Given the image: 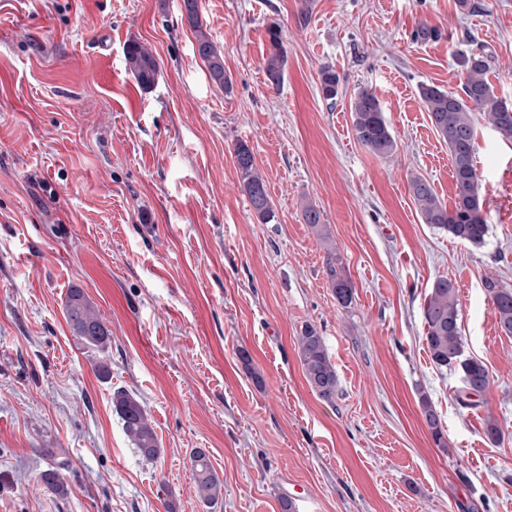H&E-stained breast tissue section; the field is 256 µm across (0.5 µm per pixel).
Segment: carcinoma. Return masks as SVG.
I'll use <instances>...</instances> for the list:
<instances>
[{"label":"carcinoma","instance_id":"cac0c4a2","mask_svg":"<svg viewBox=\"0 0 512 512\" xmlns=\"http://www.w3.org/2000/svg\"><path fill=\"white\" fill-rule=\"evenodd\" d=\"M181 19L195 34L196 52L205 64L210 80L224 92H230L232 82L225 75L224 56L204 29L198 0H182ZM268 34L270 49L264 60V71L268 82L277 88L284 77L286 55L280 30L271 27ZM126 61L128 69L141 86L149 87L155 83L159 67L150 49L134 42L127 47ZM455 61L463 77L461 93L429 84H422L418 88L434 129L448 144L456 189L453 207L442 203L433 186L421 175L410 178L409 187L423 223L432 225L457 241L480 246L485 242L489 226L474 164L475 128L472 113H484L502 138L512 141V105L497 96L489 82L488 73L493 57L483 47L473 46L457 52ZM319 84L325 99H336L340 77L334 70L329 67L321 69ZM350 110L357 141L378 157L392 156L396 151V141L376 95L367 89L358 91L351 101ZM234 158L251 209L262 223H271L274 220L273 206L252 149L246 142L239 141L234 147ZM303 220L316 230L321 239H328L322 224V213L316 206L310 203L303 206ZM326 274L336 301L345 308L349 307L353 303L354 288L345 273L341 256L334 250L327 251ZM487 288L492 294V306L500 330L512 337V289L491 283ZM65 311L73 336L88 348L105 351L110 338L109 330L81 289L69 291ZM423 317L425 341L432 362L440 368L459 370L461 387L458 399L466 406L476 405L474 398H480L488 391L491 380L487 367L481 361L464 357L458 291L452 279L446 276L435 279L425 299ZM297 344L302 370L311 390L320 399L333 401L338 378L323 337L313 325L307 324L297 336ZM113 402L123 421L124 432L137 452L147 460L155 459L159 454L158 441L143 406L122 391L114 394ZM419 406L436 445L448 447L441 419L428 395L423 392L420 393ZM192 466L200 501L214 503L221 495L222 481L204 449H194Z\"/></svg>","mask_w":512,"mask_h":512}]
</instances>
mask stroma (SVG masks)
<instances>
[{"mask_svg":"<svg viewBox=\"0 0 512 512\" xmlns=\"http://www.w3.org/2000/svg\"><path fill=\"white\" fill-rule=\"evenodd\" d=\"M198 0L231 92L211 82L181 0H0V512H512V337L485 286L512 288V142L475 117L489 232L473 246L421 222L419 174L452 204L448 146L420 84L460 92L455 52L482 43L512 103V0ZM278 25L284 82L263 70ZM422 28L439 38L420 40ZM138 42L149 88L126 68ZM329 66L335 102L320 91ZM378 97L397 143L383 159L352 132L350 102ZM252 147L275 219L253 213L235 168ZM322 212L321 241L302 218ZM336 248L354 287L336 301ZM455 280L466 356L491 385L461 406L437 368L423 305ZM82 289L110 332L85 347L65 317ZM338 377L327 402L298 357L305 324ZM248 360H241V353ZM107 363L108 374L97 366ZM147 410L160 453L143 459L112 396ZM427 394L447 448L418 400ZM497 419L503 439L483 428ZM222 483L199 501L194 449ZM58 465V495L40 475ZM125 56L128 69L141 86L149 87L155 83L159 67L150 49L134 42L127 47ZM326 274L336 301L345 308L349 307L353 303L354 288L345 273L343 260L335 249L327 250ZM419 406L434 442L440 448H447L448 443L442 429L441 419L427 394H420Z\"/></svg>","mask_w":512,"mask_h":512,"instance_id":"35a3bbf8","label":"stroma"}]
</instances>
